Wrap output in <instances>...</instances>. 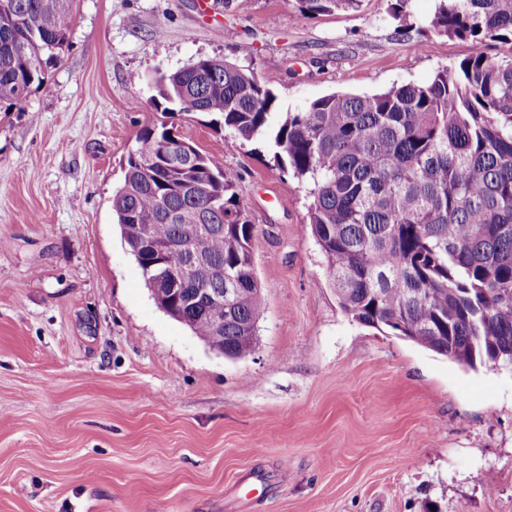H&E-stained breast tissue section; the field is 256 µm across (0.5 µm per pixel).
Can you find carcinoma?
<instances>
[{"label":"carcinoma","instance_id":"obj_1","mask_svg":"<svg viewBox=\"0 0 512 512\" xmlns=\"http://www.w3.org/2000/svg\"><path fill=\"white\" fill-rule=\"evenodd\" d=\"M304 12L360 0H297ZM81 20L78 0H0V112L21 106L61 59ZM430 27L471 42V54L427 85L333 93L272 122L277 96L253 70L198 57L152 78L164 110L219 117L235 138L266 140L275 161L307 186V224L342 310L358 323L416 342L461 365L512 364V0H440ZM126 163L112 213L129 249L144 236L159 251L138 260L145 278L180 272L189 251L224 272L209 287L247 293L231 308L181 279L178 318L213 335L224 316V355L250 346L264 300L250 242L254 225L224 160L147 128ZM189 249H165L184 225Z\"/></svg>","mask_w":512,"mask_h":512}]
</instances>
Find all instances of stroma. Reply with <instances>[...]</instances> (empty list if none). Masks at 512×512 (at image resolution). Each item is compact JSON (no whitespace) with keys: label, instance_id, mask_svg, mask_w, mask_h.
<instances>
[{"label":"stroma","instance_id":"stroma-1","mask_svg":"<svg viewBox=\"0 0 512 512\" xmlns=\"http://www.w3.org/2000/svg\"><path fill=\"white\" fill-rule=\"evenodd\" d=\"M80 0L22 109L0 112V512H512V366L471 369L348 317L308 190L210 117L174 131L237 171L263 309L238 358L159 308L112 195L166 116L150 78L205 56L294 111L430 82L471 52L438 0ZM301 11L312 14L329 13L336 9L355 8L360 0H297Z\"/></svg>","mask_w":512,"mask_h":512}]
</instances>
